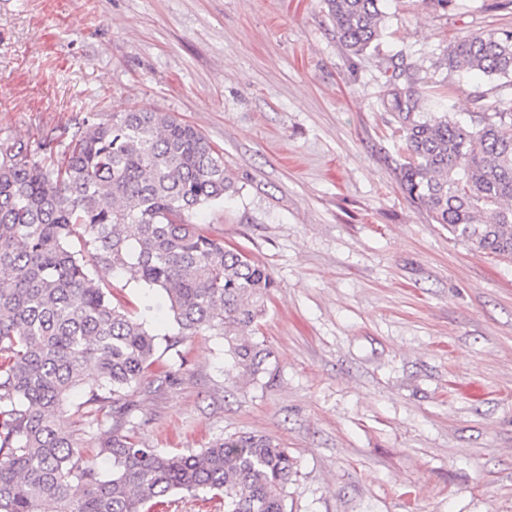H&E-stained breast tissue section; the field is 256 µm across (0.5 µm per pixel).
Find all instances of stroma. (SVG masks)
<instances>
[{"instance_id": "35a3bbf8", "label": "stroma", "mask_w": 512, "mask_h": 512, "mask_svg": "<svg viewBox=\"0 0 512 512\" xmlns=\"http://www.w3.org/2000/svg\"><path fill=\"white\" fill-rule=\"evenodd\" d=\"M348 56L323 0H0V138L33 161L97 112L172 113L224 151L236 193L195 223L265 265L271 352L235 378L188 339L177 378L130 393L164 455L243 433L289 448L287 512H512V263L452 240L399 184L391 64L429 108L477 116L512 80L451 70L449 41L512 30V0H386ZM154 333L166 293L98 269Z\"/></svg>"}]
</instances>
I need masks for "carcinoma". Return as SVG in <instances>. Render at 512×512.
Returning <instances> with one entry per match:
<instances>
[{"label": "carcinoma", "mask_w": 512, "mask_h": 512, "mask_svg": "<svg viewBox=\"0 0 512 512\" xmlns=\"http://www.w3.org/2000/svg\"><path fill=\"white\" fill-rule=\"evenodd\" d=\"M357 56L384 32L383 0H324ZM450 69L512 75V30L453 38ZM399 123L400 186L471 250L512 262V97L470 124L431 112L424 88L388 84ZM28 159L0 138V512H148L175 490L216 492L224 512H286L294 475L270 437L219 439L166 456L138 438L122 400L147 373L167 382L160 352L203 331L224 336L231 371L255 379L271 352L241 336L266 313L273 278L192 216L235 192L224 154L169 112L87 117L67 141ZM79 244H74V237ZM108 267L168 296L176 332L163 337L120 305L93 271ZM93 386L81 417L98 435L91 456L63 406ZM107 457L102 473L97 458Z\"/></svg>", "instance_id": "obj_1"}]
</instances>
